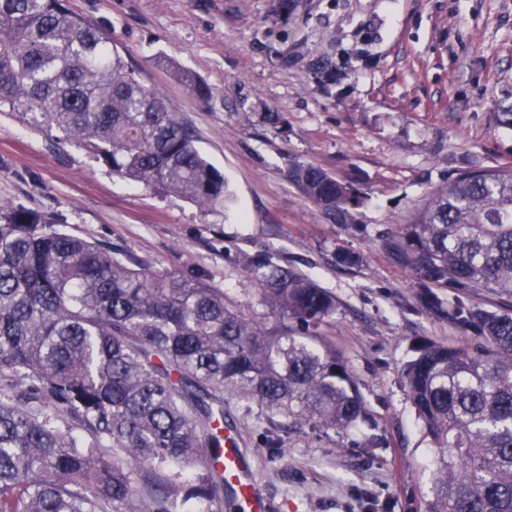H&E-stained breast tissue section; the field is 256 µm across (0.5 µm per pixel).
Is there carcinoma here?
I'll list each match as a JSON object with an SVG mask.
<instances>
[{"mask_svg":"<svg viewBox=\"0 0 512 512\" xmlns=\"http://www.w3.org/2000/svg\"><path fill=\"white\" fill-rule=\"evenodd\" d=\"M2 113L203 210L229 197L195 129L67 0H0ZM288 179L332 218L360 204L320 167L294 163ZM393 247L430 312L444 311L431 286L448 283L512 302V166L459 174ZM252 271L272 324L202 277L134 268L40 211L0 205V512H224L226 500L239 512L220 466L226 394L295 425H372L343 356L308 335L333 298L269 260ZM450 315L484 345L421 342L402 373L434 448L427 512H512V312L459 303Z\"/></svg>","mask_w":512,"mask_h":512,"instance_id":"obj_1","label":"carcinoma"}]
</instances>
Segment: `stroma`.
Returning a JSON list of instances; mask_svg holds the SVG:
<instances>
[{"label": "stroma", "mask_w": 512, "mask_h": 512, "mask_svg": "<svg viewBox=\"0 0 512 512\" xmlns=\"http://www.w3.org/2000/svg\"><path fill=\"white\" fill-rule=\"evenodd\" d=\"M112 49L193 124L228 183L224 208L113 175L84 147L0 115V205L52 216L57 229L152 270L203 275L227 303L264 320L248 262L270 257L324 288L335 310L312 333L346 360L372 427L289 426L225 396L269 512H426L434 454L401 372L415 341L477 344L448 316L457 303L500 310L492 294L442 287L427 312L390 246L429 195L464 170L512 164V0H68ZM176 63L213 88L199 102ZM335 78L317 81L316 66ZM282 113L285 130L263 116ZM303 162L361 196L338 223L290 183ZM340 251L358 264L338 265ZM379 444L364 446L366 432ZM284 440L270 458L266 438Z\"/></svg>", "instance_id": "1"}]
</instances>
